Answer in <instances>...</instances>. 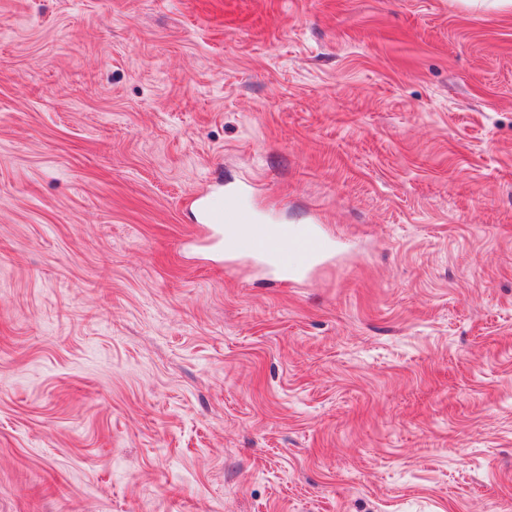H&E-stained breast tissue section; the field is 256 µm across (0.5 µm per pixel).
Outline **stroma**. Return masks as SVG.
Listing matches in <instances>:
<instances>
[{"label":"stroma","instance_id":"obj_1","mask_svg":"<svg viewBox=\"0 0 512 512\" xmlns=\"http://www.w3.org/2000/svg\"><path fill=\"white\" fill-rule=\"evenodd\" d=\"M0 512H512V9L0 0ZM203 221L213 246L278 270L288 281L300 280L306 274V267L288 266L290 252H299L310 265H318L332 250L331 240L317 227L298 234L292 224H262L235 202L226 203L224 209L206 207Z\"/></svg>","mask_w":512,"mask_h":512}]
</instances>
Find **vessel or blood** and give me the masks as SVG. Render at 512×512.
<instances>
[{
  "label": "vessel or blood",
  "instance_id": "1",
  "mask_svg": "<svg viewBox=\"0 0 512 512\" xmlns=\"http://www.w3.org/2000/svg\"><path fill=\"white\" fill-rule=\"evenodd\" d=\"M203 221L213 246L278 270L291 281L302 279L306 270L289 265V253H300L308 265H318L332 250L330 239L317 227H308L300 234L290 224H262L234 202L222 209L205 208Z\"/></svg>",
  "mask_w": 512,
  "mask_h": 512
}]
</instances>
